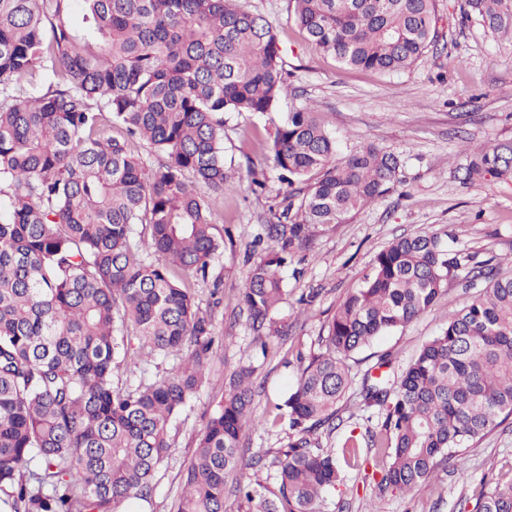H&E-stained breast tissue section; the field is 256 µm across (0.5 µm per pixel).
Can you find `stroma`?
I'll list each match as a JSON object with an SVG mask.
<instances>
[{
	"label": "stroma",
	"instance_id": "1",
	"mask_svg": "<svg viewBox=\"0 0 512 512\" xmlns=\"http://www.w3.org/2000/svg\"><path fill=\"white\" fill-rule=\"evenodd\" d=\"M463 0H436L437 43L410 69L393 74L348 69L311 45L291 19V0H248L251 10L274 26L291 71L290 91L298 103L326 115L339 156L374 143L397 155L403 180L396 191L371 203L347 223L322 232L307 253L303 274L285 270L288 293L278 311L290 324L288 335L272 340L268 352L256 350L238 296L247 280L245 249L260 225L280 210L278 172L267 159L274 133L266 118L248 113L224 115V165L230 187L212 196L216 233L231 236L211 267L223 282L222 304L214 311L216 343L209 384L202 387L171 427L174 453L161 467L146 512H169L181 490L180 470L229 387L231 374L250 363L253 412L263 416L296 382L297 353L317 352L325 324L342 299L361 281L375 255L394 239L415 232L447 231L448 244L480 258L512 256V181L468 183V144L512 141V44L500 40L477 18L462 19ZM266 187L256 190L255 180ZM312 305L299 302L309 289ZM471 295L449 282L437 304L412 323L378 338L350 360L352 383L340 403V425L323 437L327 448H341L359 422L357 393L364 371L377 354L392 351L408 363L437 336ZM286 424H265L245 432L246 469L226 479L224 512H243L236 481L263 479L272 486V461L286 447ZM364 464L347 471L324 493L320 512H473L481 482L512 480V418L467 448L464 470L440 466L428 486L404 497L376 488L383 462L362 449Z\"/></svg>",
	"mask_w": 512,
	"mask_h": 512
}]
</instances>
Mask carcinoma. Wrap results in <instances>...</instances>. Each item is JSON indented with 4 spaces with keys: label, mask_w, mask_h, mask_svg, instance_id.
Returning a JSON list of instances; mask_svg holds the SVG:
<instances>
[{
    "label": "carcinoma",
    "mask_w": 512,
    "mask_h": 512,
    "mask_svg": "<svg viewBox=\"0 0 512 512\" xmlns=\"http://www.w3.org/2000/svg\"><path fill=\"white\" fill-rule=\"evenodd\" d=\"M306 39L343 67L395 73L436 40L435 0H292ZM512 43V0H464ZM288 71L271 22L246 0H0V503L9 512H116L147 501L172 456L169 427L202 387L215 326L179 273L207 279L224 248L209 193L224 194V113H275ZM121 128L126 136L112 134ZM159 156L146 173L129 139ZM288 206L254 236L241 301L255 344L274 319L280 272L322 231L400 184L398 158L368 145L336 157L321 113L294 105L269 147ZM465 178L512 179V144L475 148ZM150 228L149 260L133 227ZM454 279L483 290L402 370L390 351L362 378L375 429L325 448L349 385L347 361L428 311ZM275 405L288 423L276 488L238 486L245 512H320L322 493L373 448L379 492L414 495L438 461L465 466L474 440L512 416V258L478 259L440 233L378 252ZM188 356L174 372L115 383L121 366ZM253 364L242 365L181 470L170 512H224L225 475L246 466ZM477 512H512V480Z\"/></svg>",
    "instance_id": "cac0c4a2"
}]
</instances>
